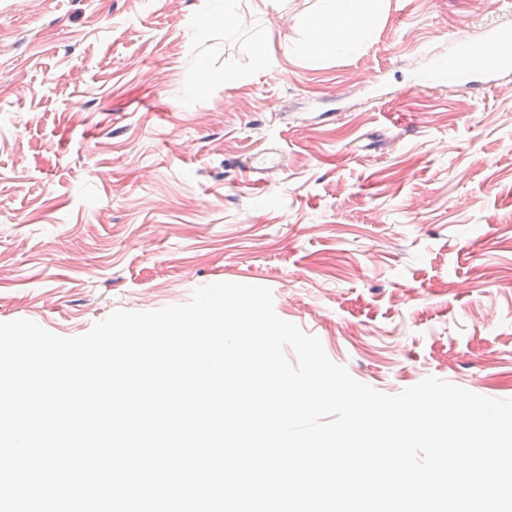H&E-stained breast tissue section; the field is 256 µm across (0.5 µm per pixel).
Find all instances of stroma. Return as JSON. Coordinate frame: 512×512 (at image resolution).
Returning <instances> with one entry per match:
<instances>
[{"instance_id": "stroma-1", "label": "stroma", "mask_w": 512, "mask_h": 512, "mask_svg": "<svg viewBox=\"0 0 512 512\" xmlns=\"http://www.w3.org/2000/svg\"><path fill=\"white\" fill-rule=\"evenodd\" d=\"M314 5L229 33L210 0H0V322L73 337L262 285L382 393L512 399V74L463 95L437 70L512 0H390L360 55L315 63L281 41Z\"/></svg>"}]
</instances>
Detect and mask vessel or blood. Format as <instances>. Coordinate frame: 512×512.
I'll return each instance as SVG.
<instances>
[{"label": "vessel or blood", "mask_w": 512, "mask_h": 512, "mask_svg": "<svg viewBox=\"0 0 512 512\" xmlns=\"http://www.w3.org/2000/svg\"><path fill=\"white\" fill-rule=\"evenodd\" d=\"M512 38V30L497 26L489 27L487 35L478 41L470 40L462 30L450 32L449 39L462 48L448 61V68L457 87L464 92L472 91L479 85L480 78L490 77L512 69V64L491 55L490 50L497 42Z\"/></svg>", "instance_id": "1"}]
</instances>
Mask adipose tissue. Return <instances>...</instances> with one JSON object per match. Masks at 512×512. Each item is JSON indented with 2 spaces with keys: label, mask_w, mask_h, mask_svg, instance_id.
Segmentation results:
<instances>
[{
  "label": "adipose tissue",
  "mask_w": 512,
  "mask_h": 512,
  "mask_svg": "<svg viewBox=\"0 0 512 512\" xmlns=\"http://www.w3.org/2000/svg\"><path fill=\"white\" fill-rule=\"evenodd\" d=\"M311 16L300 22L296 54L310 60L360 54L389 10V0H315Z\"/></svg>",
  "instance_id": "ef3b65f1"
}]
</instances>
